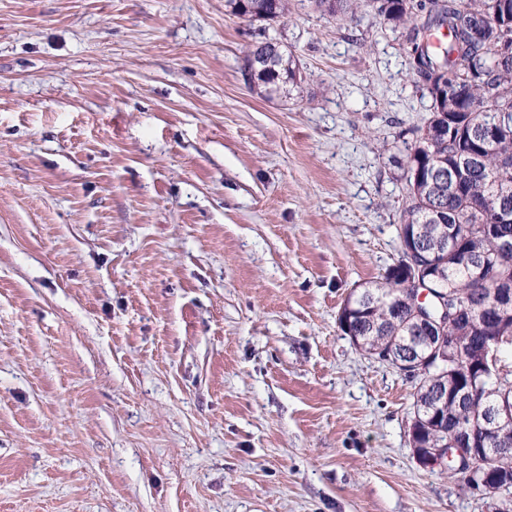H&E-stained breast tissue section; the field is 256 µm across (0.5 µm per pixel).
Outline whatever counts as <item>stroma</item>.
<instances>
[{
  "label": "stroma",
  "mask_w": 512,
  "mask_h": 512,
  "mask_svg": "<svg viewBox=\"0 0 512 512\" xmlns=\"http://www.w3.org/2000/svg\"><path fill=\"white\" fill-rule=\"evenodd\" d=\"M407 51L316 0H0V512H512L337 321L399 256ZM224 6L234 16L270 24L286 14L288 0H226ZM280 56L273 58L266 67L257 70L248 71L249 80L263 89L267 96L277 92L281 86L287 83H296L297 72L292 66L291 54H288L286 61V51L283 52L279 46Z\"/></svg>",
  "instance_id": "1"
}]
</instances>
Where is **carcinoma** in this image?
<instances>
[{
    "mask_svg": "<svg viewBox=\"0 0 512 512\" xmlns=\"http://www.w3.org/2000/svg\"><path fill=\"white\" fill-rule=\"evenodd\" d=\"M332 15L372 7L410 45L408 70L414 84L431 97L430 117L407 147L402 177L405 203L396 227L399 258L383 281L360 285L344 300L342 328L352 344L374 358L399 359L417 307L402 287L400 268L416 264L436 280L424 303L431 317L448 311L443 335L466 346L468 373L455 368L427 370L414 380L413 448H454L467 434L471 448L487 440L476 426L489 406L512 404V370L499 364L484 375L483 348L497 354L512 349V307L492 321L456 315L473 298L490 301L495 292L512 290V259L500 261L493 244L502 230L500 210L512 211V0H318ZM230 13L251 21L275 22L288 11V0H225ZM448 29L451 38L435 46L432 32ZM266 95L297 72L285 52L264 68L248 71ZM471 386V402L455 394ZM448 388V399L435 403L430 393ZM495 493L512 494V460L492 482Z\"/></svg>",
    "mask_w": 512,
    "mask_h": 512,
    "instance_id": "cac0c4a2",
    "label": "carcinoma"
}]
</instances>
